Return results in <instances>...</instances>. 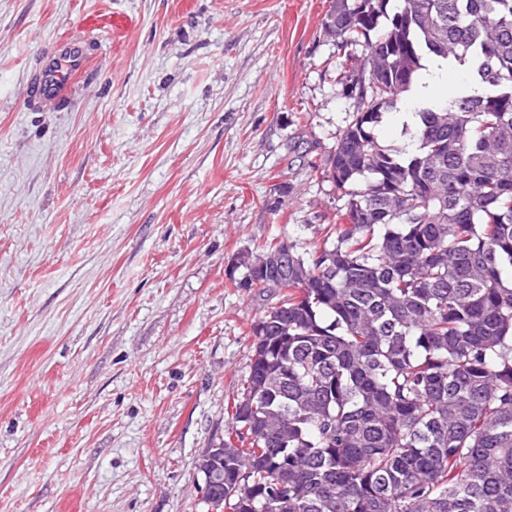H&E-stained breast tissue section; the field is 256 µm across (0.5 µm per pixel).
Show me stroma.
Returning a JSON list of instances; mask_svg holds the SVG:
<instances>
[{"mask_svg": "<svg viewBox=\"0 0 512 512\" xmlns=\"http://www.w3.org/2000/svg\"><path fill=\"white\" fill-rule=\"evenodd\" d=\"M329 0H0V512H204L251 323L244 251L322 242L359 66ZM68 102L29 107L51 42ZM90 57L79 39L63 38L48 49L35 75L33 104L42 108L56 107L88 68Z\"/></svg>", "mask_w": 512, "mask_h": 512, "instance_id": "1", "label": "stroma"}]
</instances>
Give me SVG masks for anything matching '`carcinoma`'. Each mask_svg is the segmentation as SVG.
Wrapping results in <instances>:
<instances>
[{
	"mask_svg": "<svg viewBox=\"0 0 512 512\" xmlns=\"http://www.w3.org/2000/svg\"><path fill=\"white\" fill-rule=\"evenodd\" d=\"M386 23H381V20ZM364 50L357 112L325 166L345 198L288 245L226 411L231 512H512V0H331ZM430 55L483 91L420 105L410 146L377 126ZM273 240L240 256L270 279Z\"/></svg>",
	"mask_w": 512,
	"mask_h": 512,
	"instance_id": "1",
	"label": "carcinoma"
}]
</instances>
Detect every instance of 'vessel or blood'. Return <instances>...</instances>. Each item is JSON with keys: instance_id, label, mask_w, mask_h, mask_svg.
Segmentation results:
<instances>
[{"instance_id": "b4317fda", "label": "vessel or blood", "mask_w": 512, "mask_h": 512, "mask_svg": "<svg viewBox=\"0 0 512 512\" xmlns=\"http://www.w3.org/2000/svg\"><path fill=\"white\" fill-rule=\"evenodd\" d=\"M89 62L80 40L64 38L56 42L44 53L35 75V105L51 108L64 102Z\"/></svg>"}]
</instances>
